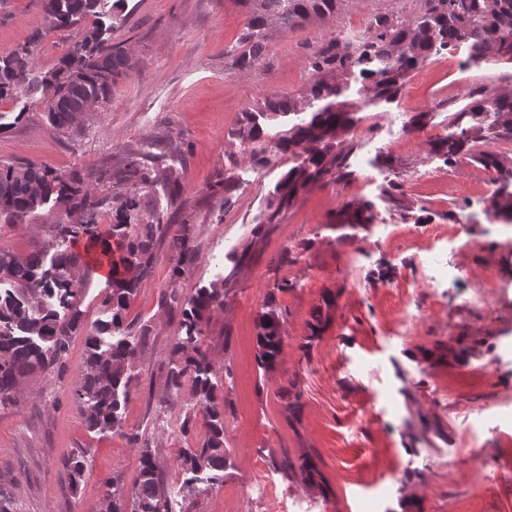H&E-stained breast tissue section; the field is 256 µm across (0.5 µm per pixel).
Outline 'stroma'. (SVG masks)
<instances>
[{
	"instance_id": "35a3bbf8",
	"label": "stroma",
	"mask_w": 512,
	"mask_h": 512,
	"mask_svg": "<svg viewBox=\"0 0 512 512\" xmlns=\"http://www.w3.org/2000/svg\"><path fill=\"white\" fill-rule=\"evenodd\" d=\"M422 8L345 0L335 17L273 35L267 68L255 71L238 68L232 52L249 23L239 0H108L85 24L107 28L134 62L109 104L69 131L53 129L31 100L0 104V162L96 172L171 137L180 151L166 162L181 174L141 202L169 223L125 310L137 358L121 430L88 429L74 403L86 357L84 335L74 336L63 374L35 373L18 403L0 405V496L11 512H99L113 477L127 489L138 477L135 434L158 453L167 512H512V224L486 213L494 192L512 185V140L475 144L498 154L496 171L431 149L470 89L512 87V63H472L466 43L433 53L393 101L356 111L339 139L343 177L310 185L274 223L265 221L268 195L297 157L262 169L228 160L240 151L241 112L274 92L304 99L306 58L332 33L362 30L376 12ZM43 16V0H0V55L30 44L37 70L54 68L80 28L38 39ZM222 173L234 184L228 198L213 189ZM366 201L374 223L342 224ZM65 211L51 202L25 223H0V254L43 246ZM184 233L185 259L170 247ZM216 281L224 307L204 323L200 346L224 407V468L200 473L191 495L178 455L206 437L207 421L192 382L171 404L161 398L186 301ZM111 293L87 273L85 324L108 319ZM268 310L283 325L270 371L256 343ZM317 313L329 321L315 338ZM81 448L89 461L74 490L63 462ZM305 459L318 470L311 483Z\"/></svg>"
}]
</instances>
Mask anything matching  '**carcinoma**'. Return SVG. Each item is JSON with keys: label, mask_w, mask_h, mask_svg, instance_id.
Returning <instances> with one entry per match:
<instances>
[{"label": "carcinoma", "mask_w": 512, "mask_h": 512, "mask_svg": "<svg viewBox=\"0 0 512 512\" xmlns=\"http://www.w3.org/2000/svg\"><path fill=\"white\" fill-rule=\"evenodd\" d=\"M103 0H44V22L48 28H68L96 14ZM250 22L238 48L240 68L266 70L267 40L273 33H284L307 25L314 19L334 16L344 0H240ZM423 12L415 18L377 12L371 16L361 36L350 39L338 31L308 57L306 67L312 80L307 104L315 107L310 119L280 131L277 140H266L258 122L277 121L298 110V100L286 93H273L259 110L241 113L235 132L241 153L251 165L263 168L280 153L299 158L288 170L269 198L266 223L271 224L309 184L328 176H339L345 155L336 150L337 139L354 123V104L341 99L340 79L359 69L365 103L394 99L409 72L433 52L459 42L471 43L476 62L491 58L512 63V0H422ZM133 68L129 48L104 36L94 25L82 30L80 39L58 60L57 66L36 73L33 48L22 46L0 57V103L40 96L46 102L50 125L67 131L76 128L90 105L104 106L112 87ZM471 111L455 113V131L438 137L432 149L452 160L469 154L471 144L493 137L512 138V97L476 89L470 93ZM177 148L170 140L160 152L129 155L122 168L95 173L58 172L34 163H0V217L16 224L51 199L69 204L65 218L52 225L51 239L44 247L25 256H0V280L14 283V291L0 294V405L17 401L25 380L34 372H57L66 365L73 336L85 331L87 357L82 381L73 391L87 426L92 430L121 427V408L133 375L137 354L135 337L124 325L128 297L150 272L155 260L154 247L168 224L162 213L139 218L141 200L157 184L177 180L176 171L163 165L161 153ZM117 192L108 197L104 186ZM114 203L112 236L121 254L113 262L112 294L107 301L111 314L83 329L74 299L84 285L83 257L67 243L81 236L96 237L95 217L107 201ZM488 213L495 222L512 224V192L501 188L490 200ZM374 221L372 205L363 203L344 215L343 223L352 228ZM52 250L50 268H44V254ZM56 296L68 315L45 306L44 297ZM224 307V283L199 289L182 310L185 336L173 347L179 363L166 374L169 395L178 394L186 378H191L195 396L203 407L209 431L195 448H184L179 466L189 475L188 493L195 494L196 475L205 470L224 469L223 408L210 384V361L198 346L201 323L206 315ZM259 362L273 368L282 353L280 317L263 313L257 335ZM141 445V467L132 497L134 512H164L163 485L156 451L150 442L134 435ZM72 487L79 485L86 470L83 452L65 462Z\"/></svg>", "instance_id": "obj_1"}]
</instances>
